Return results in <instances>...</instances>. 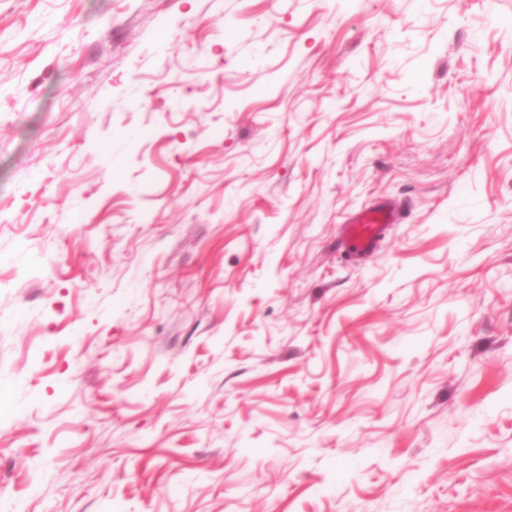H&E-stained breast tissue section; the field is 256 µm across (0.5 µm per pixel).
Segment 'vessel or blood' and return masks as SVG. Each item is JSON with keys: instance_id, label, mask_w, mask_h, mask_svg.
Masks as SVG:
<instances>
[{"instance_id": "obj_1", "label": "vessel or blood", "mask_w": 512, "mask_h": 512, "mask_svg": "<svg viewBox=\"0 0 512 512\" xmlns=\"http://www.w3.org/2000/svg\"><path fill=\"white\" fill-rule=\"evenodd\" d=\"M397 221V211L391 203L380 202L363 209L352 217L349 224L344 225L341 247L344 252L354 256L371 255Z\"/></svg>"}]
</instances>
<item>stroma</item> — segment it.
<instances>
[{"label": "stroma", "mask_w": 512, "mask_h": 512, "mask_svg": "<svg viewBox=\"0 0 512 512\" xmlns=\"http://www.w3.org/2000/svg\"><path fill=\"white\" fill-rule=\"evenodd\" d=\"M0 512H512V0H0ZM396 208L389 202H379L355 214L344 224L340 239L344 252L363 257L373 254L392 224H397Z\"/></svg>", "instance_id": "obj_1"}]
</instances>
